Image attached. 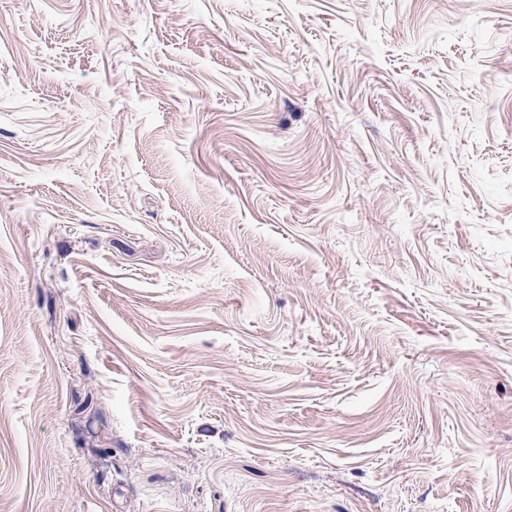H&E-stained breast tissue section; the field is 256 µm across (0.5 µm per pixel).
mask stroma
Segmentation results:
<instances>
[{"instance_id":"stroma-1","label":"stroma","mask_w":512,"mask_h":512,"mask_svg":"<svg viewBox=\"0 0 512 512\" xmlns=\"http://www.w3.org/2000/svg\"><path fill=\"white\" fill-rule=\"evenodd\" d=\"M0 512H512V0H0Z\"/></svg>"}]
</instances>
